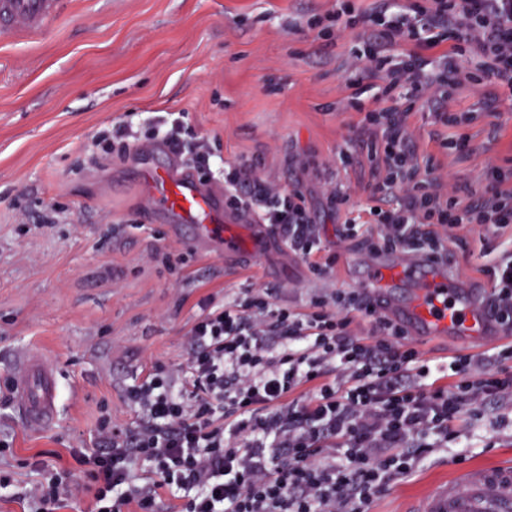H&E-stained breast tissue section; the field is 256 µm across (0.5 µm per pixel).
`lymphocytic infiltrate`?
<instances>
[{"label": "lymphocytic infiltrate", "mask_w": 512, "mask_h": 512, "mask_svg": "<svg viewBox=\"0 0 512 512\" xmlns=\"http://www.w3.org/2000/svg\"><path fill=\"white\" fill-rule=\"evenodd\" d=\"M329 22L339 35L360 31L353 85L382 82L342 154L349 161L364 151L374 163L369 220L342 225L339 236L361 238L373 251L437 256L465 227L492 235L512 227L511 172L491 168L478 190L444 184L421 167L407 123L418 103L444 128L474 120V112L446 108L451 88L464 81L494 85L498 97L512 100V0H414L408 11L382 0L360 17L343 6ZM444 40L452 51L433 67L416 54L396 62L389 55L405 41ZM463 57L472 58V71L461 72ZM182 128L175 117L155 134L189 168L223 181L225 207L278 226L313 277L329 276L338 256L322 254L304 193L282 192L253 167L205 153L203 138H184ZM485 272L492 307L512 327V251ZM357 317L369 323L367 336L353 335ZM187 349L182 376L158 365L126 388L140 413L137 427L99 419L102 448L73 451L91 482L94 512H158L165 498L175 512H366L434 449L456 445L455 421L479 419L488 405L512 397V372L468 356L431 366L355 289L314 299L304 312L273 303L261 288L220 305L203 299ZM449 374L456 383L443 385ZM306 384L312 396L294 398ZM32 466L39 478L22 494L30 512H60L72 471L49 472L40 459Z\"/></svg>", "instance_id": "f902f5d3"}]
</instances>
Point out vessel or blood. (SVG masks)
<instances>
[{
  "label": "vessel or blood",
  "mask_w": 512,
  "mask_h": 512,
  "mask_svg": "<svg viewBox=\"0 0 512 512\" xmlns=\"http://www.w3.org/2000/svg\"><path fill=\"white\" fill-rule=\"evenodd\" d=\"M62 0H0V23L29 31L48 24ZM146 211L173 219L174 232L208 254L240 262L265 259L282 240L276 225L249 211L224 206L222 190L199 183L179 160L147 172ZM365 302L397 323L413 340L446 338L499 345L512 329L490 307L491 290L450 272L447 259L416 252H367L357 260ZM57 375L36 350L15 362L13 400L24 424L41 430L59 413ZM408 512H512V465L474 466L433 487Z\"/></svg>",
  "instance_id": "1"
}]
</instances>
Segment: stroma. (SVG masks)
Segmentation results:
<instances>
[{
	"mask_svg": "<svg viewBox=\"0 0 512 512\" xmlns=\"http://www.w3.org/2000/svg\"><path fill=\"white\" fill-rule=\"evenodd\" d=\"M68 2L44 31L0 37V439L12 445L0 457L12 479L0 512H24L14 495L36 480V453L71 468V449L96 448L101 414L137 426L126 387L152 365L185 361L201 300L262 286L303 310L313 297L357 288L350 259L363 250L336 235L369 204L367 165L339 157L362 118L349 104L359 44L352 31L321 34L343 0ZM173 113L226 163L301 188L315 207L336 187L345 203L319 228L323 253L338 255L329 277L292 261L230 271L173 235L168 219L145 220L143 170L166 161L154 127ZM432 121L419 106L409 126L443 182L477 188L489 167H512V103L462 127L465 154L434 141ZM128 122L135 150L106 155L105 136ZM509 247L512 235L487 240L466 228L447 253L459 276L481 281ZM31 350L61 380L59 415L41 431L25 427L11 392L14 361ZM454 428L462 449H436L368 512H406L459 465L512 462V410Z\"/></svg>",
	"mask_w": 512,
	"mask_h": 512,
	"instance_id": "1",
	"label": "stroma"
}]
</instances>
